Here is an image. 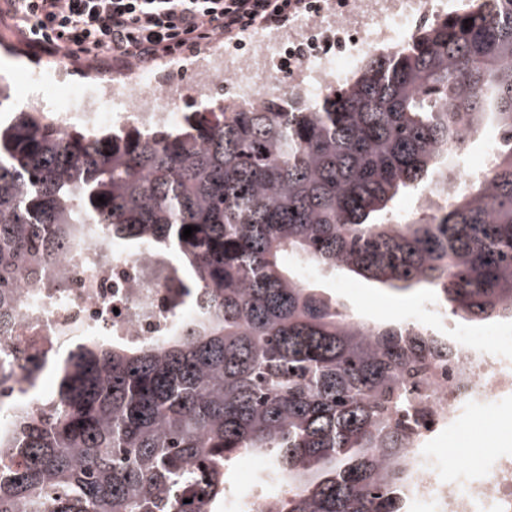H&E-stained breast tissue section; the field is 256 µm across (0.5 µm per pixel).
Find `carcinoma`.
I'll list each match as a JSON object with an SVG mask.
<instances>
[{
    "instance_id": "obj_1",
    "label": "carcinoma",
    "mask_w": 512,
    "mask_h": 512,
    "mask_svg": "<svg viewBox=\"0 0 512 512\" xmlns=\"http://www.w3.org/2000/svg\"><path fill=\"white\" fill-rule=\"evenodd\" d=\"M1 110L0 337L21 284L63 291L47 265L102 234L179 253L192 314L138 342L74 337L52 395L28 397L45 365L0 354V512H213L244 453L274 456V512H403L429 415L410 385L457 351L353 318L299 268L425 288L458 321L512 319V0H467L315 100L273 92L93 139L3 82ZM480 128L486 172L400 218L397 199Z\"/></svg>"
}]
</instances>
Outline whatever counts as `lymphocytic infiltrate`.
<instances>
[{
	"instance_id": "f902f5d3",
	"label": "lymphocytic infiltrate",
	"mask_w": 512,
	"mask_h": 512,
	"mask_svg": "<svg viewBox=\"0 0 512 512\" xmlns=\"http://www.w3.org/2000/svg\"><path fill=\"white\" fill-rule=\"evenodd\" d=\"M320 10V0H0L25 49L96 67L147 68L248 24L281 27Z\"/></svg>"
}]
</instances>
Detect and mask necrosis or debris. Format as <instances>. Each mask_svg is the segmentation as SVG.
I'll return each instance as SVG.
<instances>
[{
	"instance_id": "4bbe7bcc",
	"label": "necrosis or debris",
	"mask_w": 512,
	"mask_h": 512,
	"mask_svg": "<svg viewBox=\"0 0 512 512\" xmlns=\"http://www.w3.org/2000/svg\"><path fill=\"white\" fill-rule=\"evenodd\" d=\"M449 0H335L319 15L299 16L288 32L256 25L242 55L213 49L192 66L191 93L203 106L214 103L225 85L232 103L254 101L273 92L311 98L345 83L376 52L404 46L426 22L450 13ZM48 114L59 129H80L89 137L112 129L149 132L174 126L180 87L163 84L159 74L131 70L120 80L92 78L82 87L55 75ZM115 101L105 110L106 101ZM154 258L97 241L74 254L65 266V292L25 290L34 319L18 323L7 342L19 359L48 364L72 332L140 341L166 335L184 316L174 277L155 278ZM472 330L454 325L449 341L457 350L447 369L429 385L432 413L423 435L470 412L494 410L498 395L512 390V336L495 344L472 342ZM407 512H512V452L487 459L481 469L452 462L440 448H414L407 458Z\"/></svg>"
}]
</instances>
